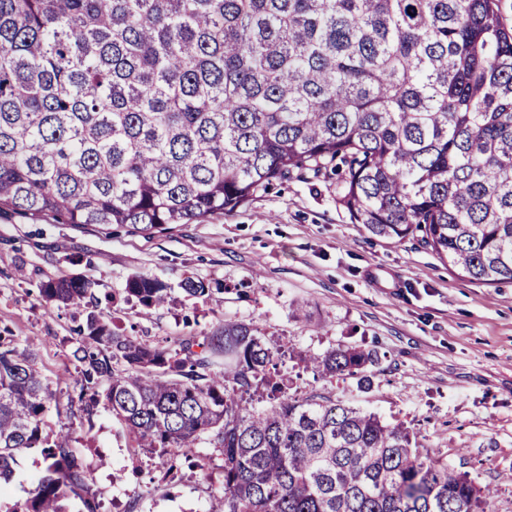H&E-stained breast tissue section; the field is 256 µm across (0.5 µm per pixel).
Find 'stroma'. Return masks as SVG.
Instances as JSON below:
<instances>
[{"mask_svg": "<svg viewBox=\"0 0 512 512\" xmlns=\"http://www.w3.org/2000/svg\"><path fill=\"white\" fill-rule=\"evenodd\" d=\"M135 274L168 284L169 303L148 309L126 296ZM61 275L92 280L100 311L141 340L172 345L227 318L255 324L287 348L294 388L404 423L421 446L494 489L490 512H512V281L475 284L418 238L370 236L338 207L335 176L278 183L250 205L150 234L1 214L0 328L37 356L55 399L48 432L77 375L73 312L39 295ZM188 277L210 293L184 294ZM338 347L375 357L368 382L328 383L306 370L304 355ZM74 423L101 512H209L224 494L223 461L208 443L196 450L207 477L187 469L170 485L158 451L136 447L107 408ZM46 466L39 450L18 455L7 501L25 498Z\"/></svg>", "mask_w": 512, "mask_h": 512, "instance_id": "1", "label": "stroma"}]
</instances>
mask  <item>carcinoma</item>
Here are the masks:
<instances>
[{"instance_id":"obj_1","label":"carcinoma","mask_w":512,"mask_h":512,"mask_svg":"<svg viewBox=\"0 0 512 512\" xmlns=\"http://www.w3.org/2000/svg\"><path fill=\"white\" fill-rule=\"evenodd\" d=\"M336 175V203L379 238L417 236L469 281L512 280V27L499 0H0V212L150 233L255 201L276 182ZM180 289L211 288L187 278ZM124 292L168 302L161 280ZM75 307L77 397L137 447L224 456L213 512H486L493 491L419 447L409 427L281 375L251 324L166 345L89 309L94 282L57 277ZM317 378H365L370 354L303 357ZM53 394L36 355L0 335V486L15 457L49 465L3 512H99L76 428L44 432Z\"/></svg>"}]
</instances>
